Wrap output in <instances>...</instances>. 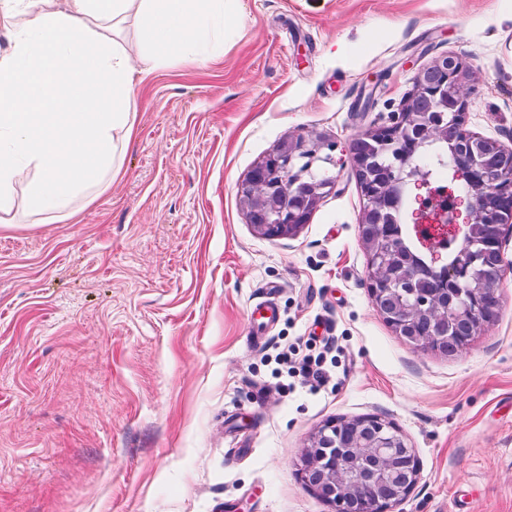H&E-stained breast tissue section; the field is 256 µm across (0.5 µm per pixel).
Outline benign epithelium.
I'll return each instance as SVG.
<instances>
[{
	"label": "benign epithelium",
	"mask_w": 512,
	"mask_h": 512,
	"mask_svg": "<svg viewBox=\"0 0 512 512\" xmlns=\"http://www.w3.org/2000/svg\"><path fill=\"white\" fill-rule=\"evenodd\" d=\"M464 66L444 55L423 68L413 92L392 125L358 135L351 162L366 207L360 235L368 253L367 281L373 303L394 332L420 349L443 351L454 323L465 319L481 332L496 317L501 277H479L484 254H502L512 238V148L496 145L498 161L485 159L478 135L466 130L467 99L462 86ZM425 99L430 109L418 107ZM437 113L436 120L431 113ZM428 142L448 146L449 160L461 182L448 213L451 231L465 227L450 260L431 253L429 264L402 257L397 226L387 223L406 192L430 185L431 174L414 166V155ZM325 146L317 136L280 141L241 186L244 205L264 204L270 223L257 224L260 235L278 239L296 236L311 212L336 187L331 175L303 177L294 170L300 158ZM288 197V204L281 197ZM442 269V278L428 294L411 288L414 280ZM302 481L335 512H391L413 490L419 462L400 428L381 415L327 420L309 438L299 458Z\"/></svg>",
	"instance_id": "7a95c632"
}]
</instances>
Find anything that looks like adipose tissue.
Instances as JSON below:
<instances>
[{
    "label": "adipose tissue",
    "mask_w": 512,
    "mask_h": 512,
    "mask_svg": "<svg viewBox=\"0 0 512 512\" xmlns=\"http://www.w3.org/2000/svg\"><path fill=\"white\" fill-rule=\"evenodd\" d=\"M237 0H8L0 30V213L14 203L18 176L38 212L67 214L77 195L119 174L136 114L131 90L140 56L119 40L130 15L142 17L143 40L164 57L202 63L223 54L214 23Z\"/></svg>",
    "instance_id": "ef3b65f1"
}]
</instances>
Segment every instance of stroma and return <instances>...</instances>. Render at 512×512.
Wrapping results in <instances>:
<instances>
[{"mask_svg":"<svg viewBox=\"0 0 512 512\" xmlns=\"http://www.w3.org/2000/svg\"><path fill=\"white\" fill-rule=\"evenodd\" d=\"M125 34L147 61L120 175L56 216L29 209L26 171L0 223V512H333L298 459L326 419L368 414L420 460L393 512H512V240L496 320L465 353L416 348L370 297L350 161L448 53L468 129L512 148V0H240L199 65ZM313 133L335 189L297 237L256 234L242 181ZM323 336L331 380L290 382L278 352ZM277 312L270 300L260 302L250 313V320L255 325L254 339L260 340L265 329L276 319Z\"/></svg>","mask_w":512,"mask_h":512,"instance_id":"1","label":"stroma"}]
</instances>
